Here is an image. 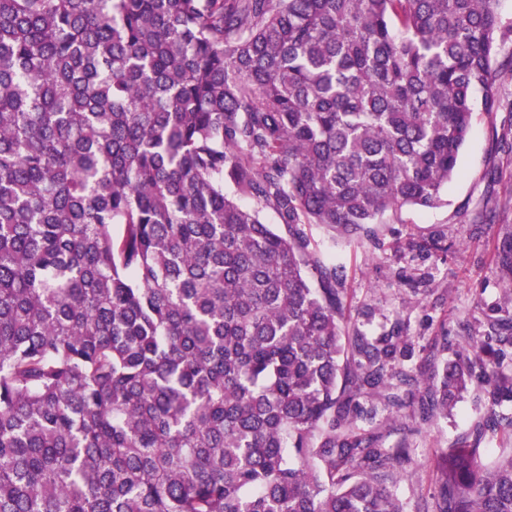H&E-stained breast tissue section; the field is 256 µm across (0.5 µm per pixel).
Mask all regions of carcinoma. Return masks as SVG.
<instances>
[{"label": "carcinoma", "mask_w": 512, "mask_h": 512, "mask_svg": "<svg viewBox=\"0 0 512 512\" xmlns=\"http://www.w3.org/2000/svg\"><path fill=\"white\" fill-rule=\"evenodd\" d=\"M497 2L0 0V512H405L470 391L422 512H512V280L426 378L303 229L444 203ZM483 413V403L473 395L466 396L457 402L450 416L437 415L424 429L419 423L400 418L394 427L401 430L396 431L392 439L406 437L414 448H449L459 437L473 430ZM432 470L433 464L429 463L414 473L412 478H407L399 483L397 493L404 503L406 512H417L420 505L418 492L421 486L422 488L434 486Z\"/></svg>", "instance_id": "1"}]
</instances>
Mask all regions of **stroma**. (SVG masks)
Masks as SVG:
<instances>
[{
    "instance_id": "stroma-1",
    "label": "stroma",
    "mask_w": 512,
    "mask_h": 512,
    "mask_svg": "<svg viewBox=\"0 0 512 512\" xmlns=\"http://www.w3.org/2000/svg\"><path fill=\"white\" fill-rule=\"evenodd\" d=\"M501 107L486 112L475 104L470 137L458 174L444 192V205L403 208L369 232L345 235L322 224L305 228L312 244L332 250L345 266L348 329L376 335L399 328L425 351L414 364L445 356L434 341L456 348L464 335H479L486 324L471 322L475 301L486 308L500 303L512 278L495 258L496 245L512 237V79L500 82ZM484 413L468 396L450 416H435L427 427L408 419L391 421L415 448H448L472 431Z\"/></svg>"
}]
</instances>
